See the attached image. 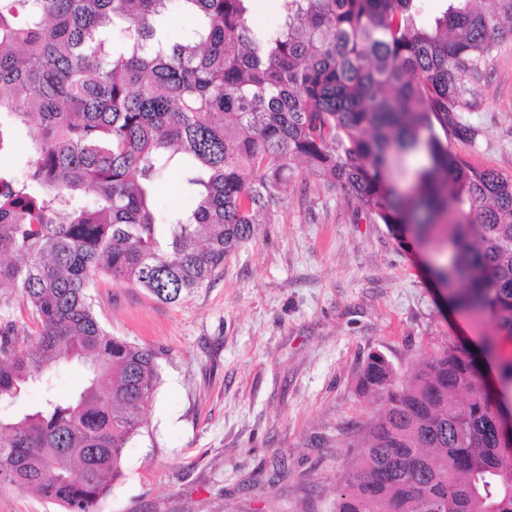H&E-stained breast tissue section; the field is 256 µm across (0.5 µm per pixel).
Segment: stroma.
Returning <instances> with one entry per match:
<instances>
[{"label": "stroma", "mask_w": 512, "mask_h": 512, "mask_svg": "<svg viewBox=\"0 0 512 512\" xmlns=\"http://www.w3.org/2000/svg\"><path fill=\"white\" fill-rule=\"evenodd\" d=\"M477 130L453 141L472 163L512 175V49L495 52ZM436 252L356 219L347 197L298 175L273 223L178 304L101 279L95 312L112 335L155 350L161 382L123 476L98 512H331L336 482L359 453L357 426L382 395L358 389L368 356L398 373L479 330L449 308ZM84 370L60 364L48 389L0 404V418L65 396Z\"/></svg>", "instance_id": "obj_1"}]
</instances>
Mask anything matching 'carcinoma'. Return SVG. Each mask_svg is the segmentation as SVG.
Segmentation results:
<instances>
[{
    "instance_id": "1",
    "label": "carcinoma",
    "mask_w": 512,
    "mask_h": 512,
    "mask_svg": "<svg viewBox=\"0 0 512 512\" xmlns=\"http://www.w3.org/2000/svg\"><path fill=\"white\" fill-rule=\"evenodd\" d=\"M253 2L0 0V154L12 127L32 143L23 170L0 167V289L36 326L26 342L0 328V402L62 361L87 369L80 390L0 420V486L98 512L160 374L154 350L100 324L91 289L105 276L185 301L273 223L303 163L357 219L451 248L433 274L489 328L481 348L448 345L400 376L368 357L358 384L384 407L357 428L333 512H512V357L498 356L512 340V175L448 143L476 136L455 116L482 106L512 0H441L433 16L417 0H278L264 34ZM174 3L195 26L173 43L155 21ZM172 165L193 206L159 220ZM493 355L497 394L480 370Z\"/></svg>"
}]
</instances>
